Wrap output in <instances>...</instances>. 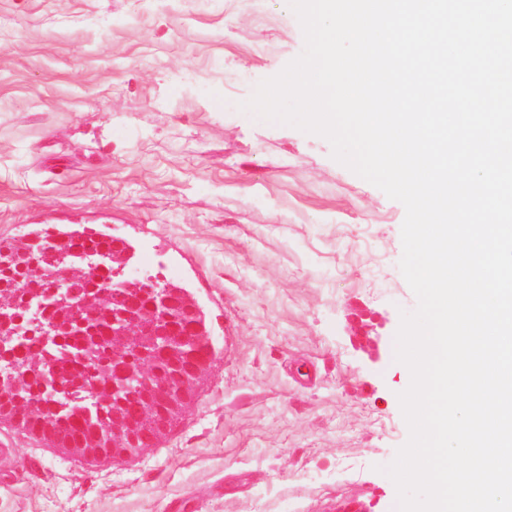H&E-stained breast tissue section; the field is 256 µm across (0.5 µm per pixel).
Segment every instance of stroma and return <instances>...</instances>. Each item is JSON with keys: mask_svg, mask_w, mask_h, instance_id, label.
I'll list each match as a JSON object with an SVG mask.
<instances>
[{"mask_svg": "<svg viewBox=\"0 0 512 512\" xmlns=\"http://www.w3.org/2000/svg\"><path fill=\"white\" fill-rule=\"evenodd\" d=\"M303 47L281 0H0V240L121 237L215 347L137 455L0 423V512H397L405 209L326 139L239 108Z\"/></svg>", "mask_w": 512, "mask_h": 512, "instance_id": "obj_1", "label": "stroma"}]
</instances>
